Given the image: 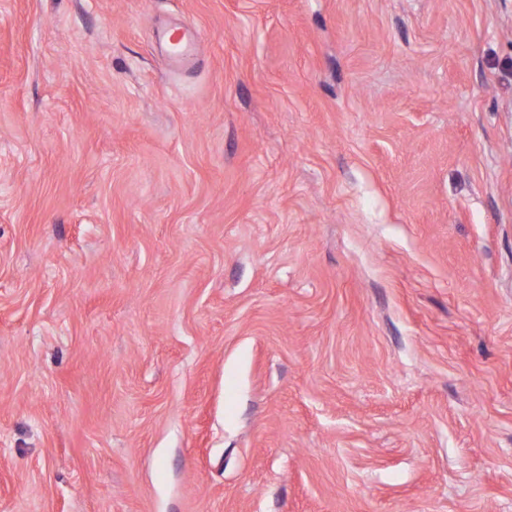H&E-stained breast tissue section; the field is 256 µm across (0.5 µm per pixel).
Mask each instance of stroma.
Segmentation results:
<instances>
[{
  "label": "stroma",
  "instance_id": "1",
  "mask_svg": "<svg viewBox=\"0 0 512 512\" xmlns=\"http://www.w3.org/2000/svg\"><path fill=\"white\" fill-rule=\"evenodd\" d=\"M0 512H512V0H0Z\"/></svg>",
  "mask_w": 512,
  "mask_h": 512
}]
</instances>
